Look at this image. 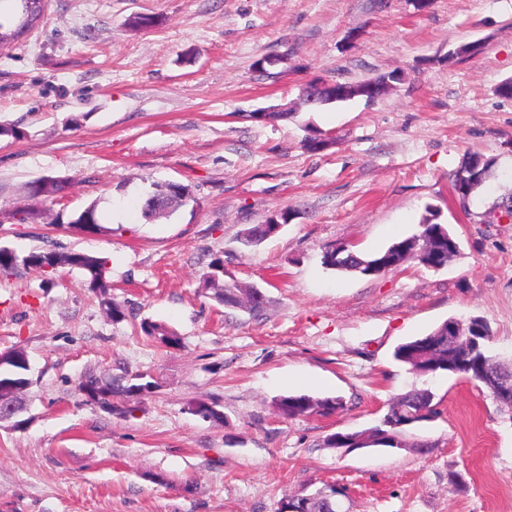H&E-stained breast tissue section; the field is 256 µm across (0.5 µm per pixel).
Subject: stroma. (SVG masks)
<instances>
[{
	"label": "stroma",
	"instance_id": "1",
	"mask_svg": "<svg viewBox=\"0 0 512 512\" xmlns=\"http://www.w3.org/2000/svg\"><path fill=\"white\" fill-rule=\"evenodd\" d=\"M136 15L158 23L132 28ZM471 41L478 55L449 61ZM396 69L401 82L375 102H301L309 82ZM510 79L512 0H48L42 26L0 50V246L105 258L134 317L112 322L80 271L0 272V352L24 348L31 381L22 425L0 427V512H277L331 484L345 512H512V408L393 358L469 316L512 356V221H484L512 190V98L499 93ZM283 105L288 118L252 117ZM314 134L328 141L318 153L304 147ZM473 153L495 166L463 204L452 184ZM45 177L67 184L63 198L29 196ZM163 182L189 200L152 222L121 212ZM91 205L98 233L56 221ZM429 205L460 242L444 268L324 267L325 246L377 253ZM29 207L40 218L20 222ZM280 210L290 222L243 249L242 230ZM217 253L265 291L264 316L201 293ZM143 319L182 347L139 336ZM89 370L158 387L121 417L84 402ZM424 383L441 410L416 429L427 451L326 447ZM301 392L343 407L275 414L274 399ZM213 396L220 423L190 410Z\"/></svg>",
	"mask_w": 512,
	"mask_h": 512
}]
</instances>
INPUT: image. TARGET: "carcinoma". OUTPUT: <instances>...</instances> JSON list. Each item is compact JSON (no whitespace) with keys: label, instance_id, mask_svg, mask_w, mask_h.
I'll return each instance as SVG.
<instances>
[{"label":"carcinoma","instance_id":"1","mask_svg":"<svg viewBox=\"0 0 512 512\" xmlns=\"http://www.w3.org/2000/svg\"><path fill=\"white\" fill-rule=\"evenodd\" d=\"M4 10L0 11V47H7L17 42L27 31L23 26L24 15L29 12V0H0ZM398 82L402 73L393 70L388 73L371 77L358 83H341L339 87L348 89V95L336 98L329 96L316 100L314 106L319 107L337 102H345L357 98L355 89L372 82ZM470 161L480 163L477 178L472 182L467 193H476L485 183L488 173L493 166V160L480 155H471L462 162L467 165ZM65 186L53 179L42 178L29 187L33 198H50L61 195ZM189 193L184 184L175 187V183L167 182L155 188L148 197L142 211L143 217L153 220L163 214H170L182 205V199ZM61 224L63 215L56 217ZM69 226L83 231L98 232L101 230L97 217V206L92 204L79 213H74L66 221ZM281 225L254 224L244 229L243 241L247 245H257L275 235ZM438 224H421L419 230L411 236L389 245L386 249L366 255L354 246L329 244L323 253V264L328 268L346 273L363 276L381 275V259L389 254L398 255L396 271L402 266L416 263L428 267L444 265L455 255L447 247L443 234L439 232ZM40 268L46 272H54L60 268L76 269L84 276L87 289L100 299L107 316L115 323L127 319L125 305L112 301L109 293L111 285L107 279V260L82 251L60 252L56 250L31 251L24 256L18 255L8 247H0V269L9 271L18 265ZM224 255L216 254L208 265V270L202 274L199 288L208 298L224 308L249 313L253 317L264 314L267 305L266 295L248 297V292L225 286ZM447 325L440 324L433 331L409 339L398 345L394 351V359L408 367L410 373L417 377H434L440 374L466 376L469 380L481 384L494 400H499V390L508 386L512 388V359H503L490 351L484 345L475 351L472 348L448 341L444 334ZM142 335L159 342L167 348H178L182 338L170 326L162 322L144 319L140 323ZM29 368V359L25 349L14 348L0 353V388L25 393L29 382L25 372ZM156 385L153 377L135 374L129 377L88 372L79 381L78 390L98 393V401L84 397L86 403L105 408L109 398L133 400L140 398ZM435 395L428 388L413 387L395 397L388 405L387 412L378 423L369 428L356 432H348L346 436L359 441V447H388L414 448L420 452L430 447L429 442L410 432L406 425L409 419L420 423L439 414ZM199 417L212 422H224V412L216 398L208 401L200 400ZM343 407L338 398H316L307 394H288L280 396L274 403V411L283 418L294 419L313 412L332 414ZM307 512H342V502L336 498V487L329 486L310 495L306 499Z\"/></svg>","mask_w":512,"mask_h":512}]
</instances>
